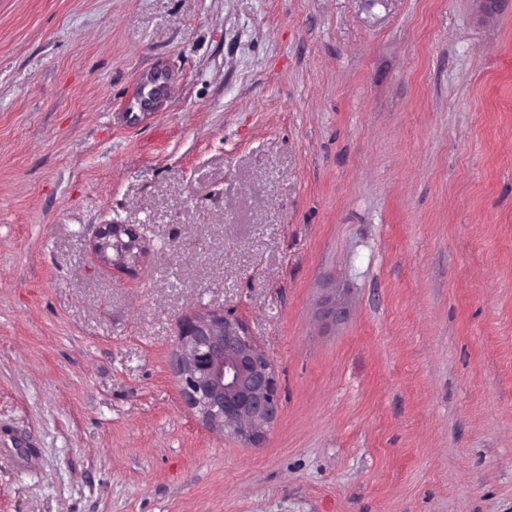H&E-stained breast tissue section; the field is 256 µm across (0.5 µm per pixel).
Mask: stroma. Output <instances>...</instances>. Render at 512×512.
I'll list each match as a JSON object with an SVG mask.
<instances>
[{
  "label": "stroma",
  "mask_w": 512,
  "mask_h": 512,
  "mask_svg": "<svg viewBox=\"0 0 512 512\" xmlns=\"http://www.w3.org/2000/svg\"><path fill=\"white\" fill-rule=\"evenodd\" d=\"M213 309L254 445L172 371ZM0 512H512V0H0ZM168 86V79L164 71L156 68L153 72L148 71L140 77V93L133 97L127 108L134 112L154 111L156 99L160 92ZM122 235L127 236L128 240L124 241ZM114 239L115 242L112 241ZM138 240L136 231L126 224H105L93 243V251L99 262L105 266L124 265L126 254H131L135 248H138ZM109 249L117 251V260H113L109 255ZM348 299L343 289L331 288L322 301V314L325 319L336 323L346 314ZM173 369L184 404L212 430L234 428L255 444L277 419L275 371L246 324L231 314L183 319Z\"/></svg>",
  "instance_id": "35a3bbf8"
}]
</instances>
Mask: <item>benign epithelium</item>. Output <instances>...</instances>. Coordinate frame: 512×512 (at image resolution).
Segmentation results:
<instances>
[{
  "label": "benign epithelium",
  "instance_id": "benign-epithelium-1",
  "mask_svg": "<svg viewBox=\"0 0 512 512\" xmlns=\"http://www.w3.org/2000/svg\"><path fill=\"white\" fill-rule=\"evenodd\" d=\"M139 236L126 224L101 227L93 251L105 266L125 264V256L139 246ZM117 251L118 259L109 255ZM348 299L332 288L322 301L325 319L344 317ZM173 369L179 378L184 404L212 430H237L251 444L261 440L280 410L279 386L266 353L239 318L219 312L187 317L180 324Z\"/></svg>",
  "mask_w": 512,
  "mask_h": 512
}]
</instances>
